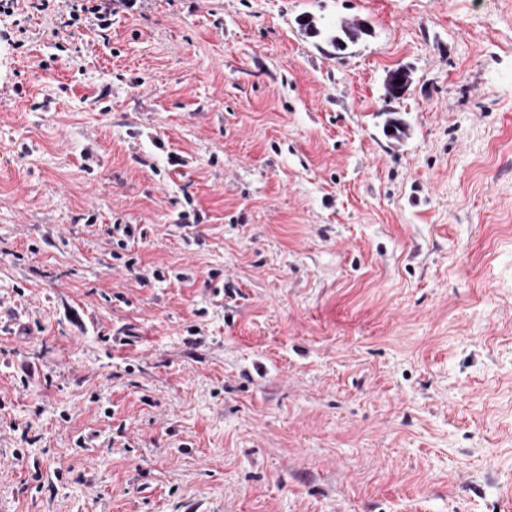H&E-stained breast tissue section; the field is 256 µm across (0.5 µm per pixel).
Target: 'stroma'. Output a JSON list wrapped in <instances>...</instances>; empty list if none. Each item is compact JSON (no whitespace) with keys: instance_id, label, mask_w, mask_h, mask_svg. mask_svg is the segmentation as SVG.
I'll use <instances>...</instances> for the list:
<instances>
[{"instance_id":"stroma-1","label":"stroma","mask_w":512,"mask_h":512,"mask_svg":"<svg viewBox=\"0 0 512 512\" xmlns=\"http://www.w3.org/2000/svg\"><path fill=\"white\" fill-rule=\"evenodd\" d=\"M0 512H512V0L0 15ZM303 26L305 31L310 33L312 36H323L326 42L338 51L343 50L346 47V41L344 38L352 41L360 33L364 32L362 24L356 21L350 22L338 20L336 23L320 28L314 20L308 19L303 23Z\"/></svg>"}]
</instances>
